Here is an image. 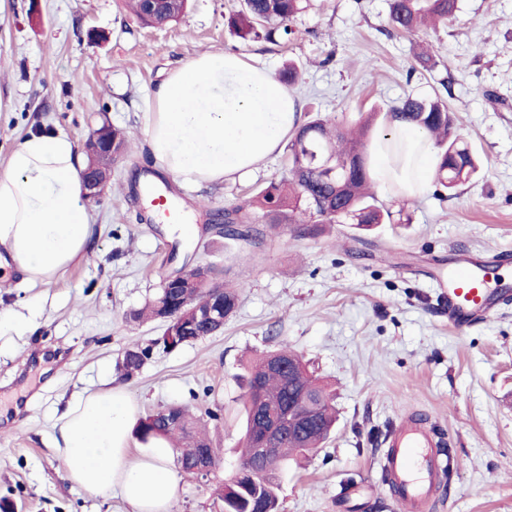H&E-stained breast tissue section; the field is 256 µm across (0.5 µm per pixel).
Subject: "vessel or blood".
<instances>
[{
  "label": "vessel or blood",
  "mask_w": 512,
  "mask_h": 512,
  "mask_svg": "<svg viewBox=\"0 0 512 512\" xmlns=\"http://www.w3.org/2000/svg\"><path fill=\"white\" fill-rule=\"evenodd\" d=\"M152 221L181 222L184 213L163 193H154ZM493 268L461 255L452 268L438 271L434 279L448 310V323L464 331L494 315L498 297L490 288ZM442 453L431 435L414 419L401 421L388 441L383 468L397 496L400 512H425L442 475Z\"/></svg>",
  "instance_id": "b4317fda"
}]
</instances>
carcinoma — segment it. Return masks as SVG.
I'll return each instance as SVG.
<instances>
[{"instance_id": "cac0c4a2", "label": "carcinoma", "mask_w": 512, "mask_h": 512, "mask_svg": "<svg viewBox=\"0 0 512 512\" xmlns=\"http://www.w3.org/2000/svg\"><path fill=\"white\" fill-rule=\"evenodd\" d=\"M309 0H243L241 9L229 15L228 24L239 37L275 40L277 33L289 34L288 23L306 9ZM131 12L145 25L164 26L177 20L186 8V0H167L160 11L148 8L145 0H126ZM458 0H390L389 20L397 31H413L427 22L445 24L455 16ZM400 119L425 130L438 149L440 164L436 183L443 191L454 192L469 182L479 165L471 149L459 134V119L441 97L408 94L390 112ZM374 131V114H358L346 123L333 122L317 112L301 123L287 145L288 176L272 182L256 195L231 210L211 212L212 223L224 222L219 232L242 241L255 239L254 224L261 222L271 229L284 224L299 225V233L314 236L321 225L350 219L368 230L391 217V212L370 190L371 173L366 165L368 137ZM106 135L120 148L112 157V165L128 150V135L119 128H106ZM336 169L332 180L323 178L321 168ZM182 293L206 303L211 299L224 301V320L231 319L238 307L240 289L227 285L215 274L204 288H185ZM171 299L162 287L144 307L126 314L129 324L154 319L159 307ZM203 325L183 309L175 326V341L186 345L198 340ZM151 346L133 344L123 352L118 370L127 379L145 365ZM277 358L287 369L273 371L270 359ZM244 400L245 433L243 452L237 474L215 488L224 503V512H280L277 495L278 471L294 455L312 452L328 438L336 423L333 398L327 387L309 372L298 354L281 348L263 353L246 369ZM306 391L309 402L298 406L293 417L298 426L274 443L272 454L260 457L255 452L267 422L262 411L282 407L288 395ZM177 425L167 426L151 421V415L139 420L136 436L142 442L164 437L181 448L178 464L193 473L194 458L201 450L215 461L221 460V449L215 448L206 434L200 432L189 409L178 407Z\"/></svg>"}]
</instances>
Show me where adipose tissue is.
I'll return each instance as SVG.
<instances>
[{
	"instance_id": "obj_1",
	"label": "adipose tissue",
	"mask_w": 512,
	"mask_h": 512,
	"mask_svg": "<svg viewBox=\"0 0 512 512\" xmlns=\"http://www.w3.org/2000/svg\"><path fill=\"white\" fill-rule=\"evenodd\" d=\"M301 122L291 92L265 68L233 52L198 54L170 71L144 115L156 165L189 184L253 171ZM396 196H422L438 157L426 134L388 122L368 159ZM85 158L68 135L41 129L12 150L0 171V277L36 286L62 277L93 253L94 218L82 202ZM138 409L123 386L88 392L56 422L54 446L67 478L87 492L120 497L128 512H174L179 478L164 439L137 447Z\"/></svg>"
}]
</instances>
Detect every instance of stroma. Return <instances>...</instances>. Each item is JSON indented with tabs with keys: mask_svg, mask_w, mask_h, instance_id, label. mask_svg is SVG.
Returning a JSON list of instances; mask_svg holds the SVG:
<instances>
[{
	"mask_svg": "<svg viewBox=\"0 0 512 512\" xmlns=\"http://www.w3.org/2000/svg\"><path fill=\"white\" fill-rule=\"evenodd\" d=\"M239 7L188 0L180 18L151 28L122 0H0V170L45 127L80 147L105 123L132 136L105 194L87 204L94 256L56 282L31 288L16 276L0 289V309L23 323L0 332V505L127 512L120 498L72 484L52 442L68 402L120 383L141 414L183 405L201 419L223 456L210 480L180 474L175 512H222L213 489L240 463L245 366L285 346L332 392L336 425L322 448L281 469V512H393L380 464L394 424L413 417L454 460L429 512H512V0H459L448 25L410 33L391 27L389 0H310L273 42L225 25ZM204 51L243 54L276 76L295 65L291 90L306 119L371 111L381 128L406 95H439L481 168L445 199L430 190L401 200L376 186L392 218L368 231L335 223L301 237L287 225L251 244L226 238L210 211L280 180L288 153L251 175L199 185L155 165L143 114L169 70ZM136 173L184 204L193 233L145 221L150 201L131 189ZM463 251L498 267L506 304L461 334L433 275ZM199 263L241 286L236 314L223 333L155 349L121 380L125 347L164 329L127 324L126 314L173 271Z\"/></svg>",
	"mask_w": 512,
	"mask_h": 512,
	"instance_id": "1",
	"label": "stroma"
}]
</instances>
